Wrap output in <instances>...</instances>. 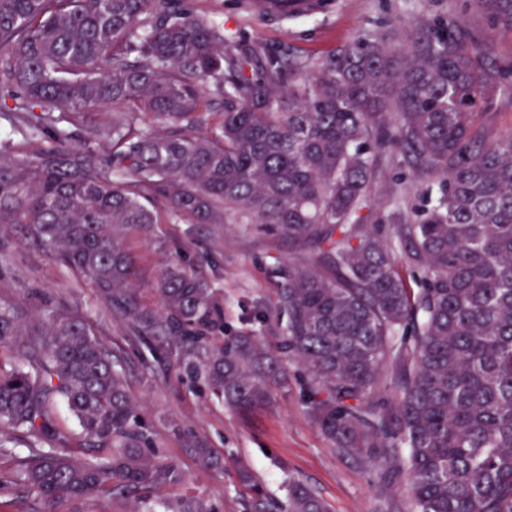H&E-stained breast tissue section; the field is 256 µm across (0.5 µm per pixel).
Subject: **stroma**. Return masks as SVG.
<instances>
[{
  "instance_id": "obj_1",
  "label": "stroma",
  "mask_w": 512,
  "mask_h": 512,
  "mask_svg": "<svg viewBox=\"0 0 512 512\" xmlns=\"http://www.w3.org/2000/svg\"><path fill=\"white\" fill-rule=\"evenodd\" d=\"M192 10L221 22L233 39L261 40L280 53L296 52L322 62L367 35L389 46L405 44L436 18L462 17L486 42L495 61L512 62V37L488 27L466 0H333L330 8L278 22L253 15L248 0H181ZM492 141L512 137V90L497 92L474 121ZM426 183L406 163L386 160L373 185L365 224L376 223L395 199L417 204ZM0 302L12 304L24 324L47 318L50 311L83 317L96 337L114 350L116 367L150 425L156 445L176 460L182 483L164 488L162 499L176 503L200 499L215 512H249L251 493L236 478L239 462L248 463L266 491L285 499L289 478L307 483L328 512H404L408 481L388 479L374 463L345 455L307 413L301 368L289 369L287 387L274 389L269 405L248 413L226 408L186 373L180 356L131 336L125 322L114 318L97 299L92 284L37 245L21 224H0ZM143 267L140 287H148L162 262L179 258L201 269L224 298V330L254 328L256 302L270 287L269 271L286 261L287 241L242 224H157L134 243ZM193 433L223 455L224 467L201 464L185 448L183 436Z\"/></svg>"
}]
</instances>
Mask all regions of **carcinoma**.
Segmentation results:
<instances>
[{
    "mask_svg": "<svg viewBox=\"0 0 512 512\" xmlns=\"http://www.w3.org/2000/svg\"><path fill=\"white\" fill-rule=\"evenodd\" d=\"M512 33V0H475ZM462 18L434 21L402 48L365 36L316 68L176 0H0V103L31 151L0 153V224L88 278L129 332L176 348L194 380L239 412L263 406L303 368L308 413L348 456L382 455L406 476L407 512H512V138L488 143L474 117L512 66ZM86 138L73 143L74 133ZM384 157L435 196L387 224L360 223ZM154 224H253L288 240L256 332L224 331L205 275L176 258L136 288L129 239ZM420 288H407L403 272ZM0 475L57 512L71 499L146 493L141 512H212L151 498L181 483L156 447L110 351L78 317L23 329L0 303ZM393 383L388 401L372 395ZM63 401L79 432L64 428ZM204 465L224 459L192 433ZM252 512H327L305 483L270 497L245 463Z\"/></svg>",
    "mask_w": 512,
    "mask_h": 512,
    "instance_id": "cac0c4a2",
    "label": "carcinoma"
}]
</instances>
